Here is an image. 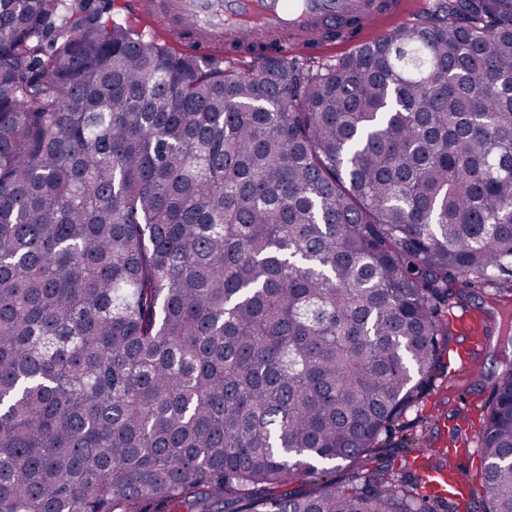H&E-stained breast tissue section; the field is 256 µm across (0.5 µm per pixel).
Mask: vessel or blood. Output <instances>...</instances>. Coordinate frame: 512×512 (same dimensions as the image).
<instances>
[{
    "instance_id": "obj_1",
    "label": "vessel or blood",
    "mask_w": 512,
    "mask_h": 512,
    "mask_svg": "<svg viewBox=\"0 0 512 512\" xmlns=\"http://www.w3.org/2000/svg\"><path fill=\"white\" fill-rule=\"evenodd\" d=\"M135 12L157 30L178 31L186 44L195 50L209 52L222 45L231 30L230 21L242 27L261 26L268 38H276L283 29H300L304 44L315 47L322 43V30L334 26L337 19L354 14L361 28L368 29L387 18L405 13L404 0H385L383 6H369L363 0H303L299 9L287 7L286 0H130ZM483 346V338L467 329L465 340L457 349L459 366H466ZM423 489L437 500H452L458 510L470 498L471 489L459 482L453 468L422 469Z\"/></svg>"
}]
</instances>
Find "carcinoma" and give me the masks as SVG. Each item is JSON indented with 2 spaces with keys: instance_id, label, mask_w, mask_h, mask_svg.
I'll return each instance as SVG.
<instances>
[{
  "instance_id": "carcinoma-1",
  "label": "carcinoma",
  "mask_w": 512,
  "mask_h": 512,
  "mask_svg": "<svg viewBox=\"0 0 512 512\" xmlns=\"http://www.w3.org/2000/svg\"><path fill=\"white\" fill-rule=\"evenodd\" d=\"M111 12L0 0V512H434L382 460L512 273V0L247 72ZM478 448L512 512V369ZM356 48L357 45L337 41L330 44L325 43L316 54L312 55L315 57L306 56L299 52L290 51L289 49H285L283 51V54L288 53V61L290 59H307L311 57L315 58L314 61L336 64L337 62L348 56Z\"/></svg>"
}]
</instances>
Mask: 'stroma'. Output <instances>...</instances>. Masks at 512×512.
Returning a JSON list of instances; mask_svg holds the SVG:
<instances>
[{"label":"stroma","mask_w":512,"mask_h":512,"mask_svg":"<svg viewBox=\"0 0 512 512\" xmlns=\"http://www.w3.org/2000/svg\"><path fill=\"white\" fill-rule=\"evenodd\" d=\"M503 306L492 303L482 289L464 293L451 310L449 322L461 317L475 318L486 338L476 361L461 372L442 368L422 406V422L410 428L409 435L421 439L430 448H451L464 443L467 452L458 457L456 468L461 474H474L479 460L475 452V427L481 426L485 404L492 385L502 377L512 360L503 350Z\"/></svg>","instance_id":"stroma-1"}]
</instances>
